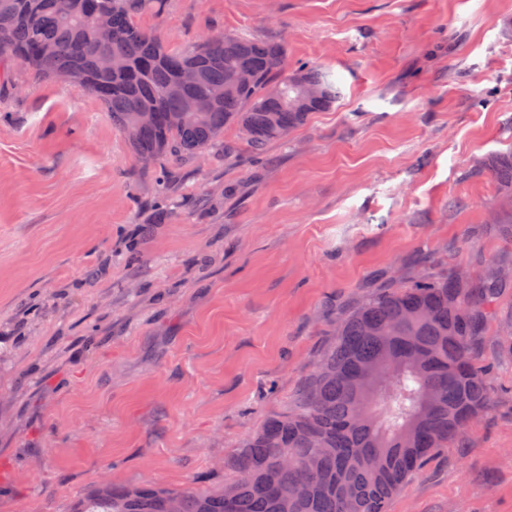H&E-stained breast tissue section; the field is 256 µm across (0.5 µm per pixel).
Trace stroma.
Masks as SVG:
<instances>
[{
  "label": "stroma",
  "instance_id": "1",
  "mask_svg": "<svg viewBox=\"0 0 512 512\" xmlns=\"http://www.w3.org/2000/svg\"><path fill=\"white\" fill-rule=\"evenodd\" d=\"M173 48L283 41L342 99L254 153L237 127L150 169L80 85L0 56V512L102 480L222 485L348 307L393 276L512 268V0H166ZM512 292L476 362L491 408L388 512H512ZM485 167L499 183L506 203L512 206V150L492 159Z\"/></svg>",
  "mask_w": 512,
  "mask_h": 512
}]
</instances>
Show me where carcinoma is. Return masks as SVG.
<instances>
[{
	"mask_svg": "<svg viewBox=\"0 0 512 512\" xmlns=\"http://www.w3.org/2000/svg\"><path fill=\"white\" fill-rule=\"evenodd\" d=\"M164 0H0V53L37 76L76 83L128 137L134 156L175 161L236 124L255 152L331 108L336 76L287 65L285 43L232 34L175 50L137 18ZM106 9L111 36H97ZM115 56L119 69L100 61ZM185 69L195 82L169 88ZM247 71L252 80L237 83ZM189 99L196 112L185 111ZM149 112V122L134 116ZM512 205V150L486 164ZM512 277L490 267L459 287L458 275L420 274L379 289L338 317L336 338L284 410L267 416L224 461L225 486L169 488L101 482L72 512H387L430 458L494 401L475 349L490 308Z\"/></svg>",
	"mask_w": 512,
	"mask_h": 512,
	"instance_id": "1",
	"label": "carcinoma"
}]
</instances>
